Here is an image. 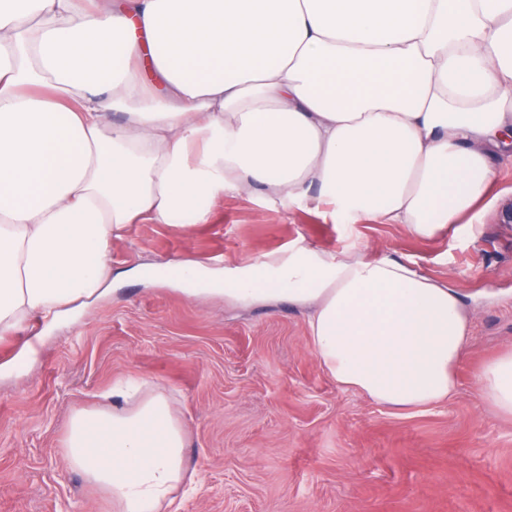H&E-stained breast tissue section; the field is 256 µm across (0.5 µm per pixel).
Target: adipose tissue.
Segmentation results:
<instances>
[{
  "label": "adipose tissue",
  "mask_w": 512,
  "mask_h": 512,
  "mask_svg": "<svg viewBox=\"0 0 512 512\" xmlns=\"http://www.w3.org/2000/svg\"><path fill=\"white\" fill-rule=\"evenodd\" d=\"M118 112L122 123L107 125ZM512 159V0H0V338L100 295L127 225L208 223L225 195L332 206L430 238ZM188 293L306 313L340 386L395 409L451 399L470 336L461 291L402 260L292 246ZM481 397L512 416V352ZM68 422V464L115 512L193 488L155 386H113Z\"/></svg>",
  "instance_id": "1"
}]
</instances>
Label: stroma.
Here are the masks:
<instances>
[{
    "mask_svg": "<svg viewBox=\"0 0 512 512\" xmlns=\"http://www.w3.org/2000/svg\"><path fill=\"white\" fill-rule=\"evenodd\" d=\"M293 244L394 255L452 279L472 319L455 397L377 404L325 372L299 307H239L143 273L221 269ZM110 265L98 299L0 339V512H113L61 441L70 416L126 376L158 384L184 423L197 484L167 512H512V418L485 405L478 381L512 351V162L473 224L431 239L228 195L206 224L129 225Z\"/></svg>",
    "mask_w": 512,
    "mask_h": 512,
    "instance_id": "35a3bbf8",
    "label": "stroma"
}]
</instances>
